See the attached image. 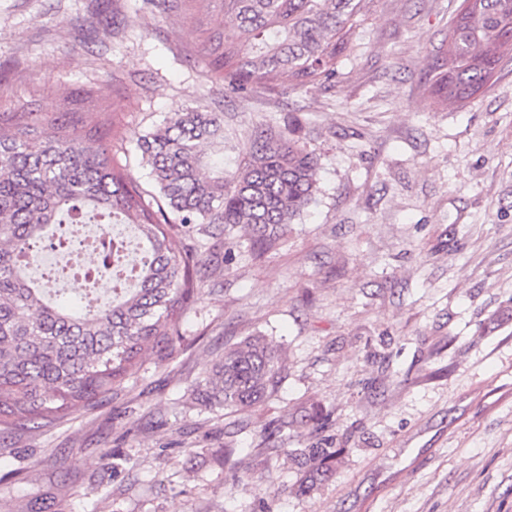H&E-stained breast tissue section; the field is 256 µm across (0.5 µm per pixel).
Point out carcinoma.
<instances>
[{"label": "carcinoma", "mask_w": 512, "mask_h": 512, "mask_svg": "<svg viewBox=\"0 0 512 512\" xmlns=\"http://www.w3.org/2000/svg\"><path fill=\"white\" fill-rule=\"evenodd\" d=\"M369 0H224L233 41L207 37L216 78L243 90L290 82H329ZM512 60V0H463L448 45L428 63L430 92L459 104L491 85ZM105 124L65 112L45 125L32 112L0 117V427L67 420L120 386L153 355L164 361L180 344L179 326L204 286L207 266L186 230L231 233L253 229L250 251L263 256L286 239L290 224L312 203L317 157L288 134L260 132L234 170L207 171L204 148L224 145V113L188 107L147 133H133L150 167V188L100 145ZM126 224L140 246L134 267L123 239H112V275L121 288L96 309L73 312L58 293L27 276L30 246L54 224ZM284 374L278 349L247 336L192 387L205 408L245 411L275 396ZM314 432L332 427L306 411ZM275 424L255 449L262 463L281 451ZM334 436L293 448L300 489L308 493L335 470L342 449Z\"/></svg>", "instance_id": "1"}]
</instances>
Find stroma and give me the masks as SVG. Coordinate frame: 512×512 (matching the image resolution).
<instances>
[{"instance_id":"stroma-1","label":"stroma","mask_w":512,"mask_h":512,"mask_svg":"<svg viewBox=\"0 0 512 512\" xmlns=\"http://www.w3.org/2000/svg\"><path fill=\"white\" fill-rule=\"evenodd\" d=\"M462 0H373L335 78L237 93L209 71L224 0H0V112L71 107L111 125L109 151L147 183L132 132L200 106L224 115V165L261 129L300 137L318 191L287 238H207L205 292L182 343L71 420L0 428V512H512V61L441 107L426 62ZM261 333L287 369L245 412L190 388L225 346ZM317 405L348 449L308 494L283 431L266 471L241 459L283 414ZM128 457L113 476L107 450Z\"/></svg>"}]
</instances>
